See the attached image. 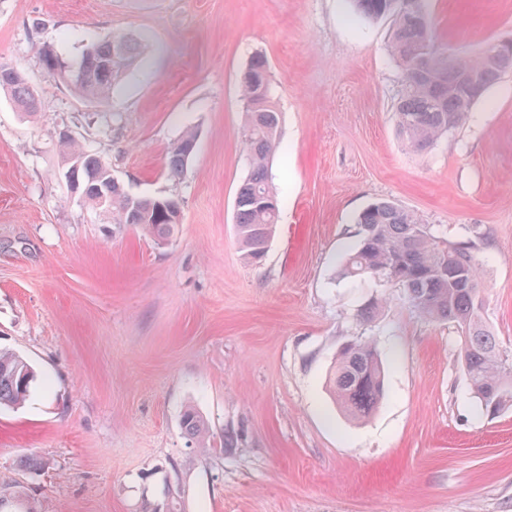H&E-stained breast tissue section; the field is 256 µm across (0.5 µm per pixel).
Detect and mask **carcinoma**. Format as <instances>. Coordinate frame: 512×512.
<instances>
[{
    "label": "carcinoma",
    "mask_w": 512,
    "mask_h": 512,
    "mask_svg": "<svg viewBox=\"0 0 512 512\" xmlns=\"http://www.w3.org/2000/svg\"><path fill=\"white\" fill-rule=\"evenodd\" d=\"M368 19L388 17L392 22L390 54L402 75L401 93L395 103L399 136L411 150L424 152L441 136L467 123L475 103L503 75L512 72V59L493 65L484 54L448 61L435 44L429 13L398 9L391 0H349ZM145 52L134 38L118 33L94 43L78 63L84 79L73 90L105 99ZM40 62L49 77L63 70L67 60L49 45L40 49ZM474 74L481 87L471 91L460 77ZM246 112L241 146L250 174L240 184L235 201L236 229L246 259L259 262L266 251L279 214L281 200L271 185L269 163L280 138V115L270 96V78L263 56H255L241 78ZM0 93L7 95L25 115L39 112V93L15 66L0 62ZM197 142V133L185 131L171 146L168 176L181 179ZM70 182L82 202L99 211L110 224H136L155 239H169L177 232L176 195H166L168 209L155 211V199H131L121 184H110L112 168L104 157L72 138L58 140ZM112 190V204L98 206L101 194ZM358 245L349 253L341 275L374 280L406 290L410 305L421 317L445 320L463 335L462 360L474 398L487 415L512 405V359L481 314L479 293L484 287V263L465 243L439 236L428 224L392 201H379L363 210L356 231ZM33 366L22 356L0 349V408L24 404L36 384ZM385 368L377 340L360 336L342 347L330 370L329 386L339 407L352 419L363 421L377 408L385 393ZM181 426L191 439L201 442L208 425L192 405L184 408Z\"/></svg>",
    "instance_id": "cac0c4a2"
}]
</instances>
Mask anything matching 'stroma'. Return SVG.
<instances>
[{
	"label": "stroma",
	"mask_w": 512,
	"mask_h": 512,
	"mask_svg": "<svg viewBox=\"0 0 512 512\" xmlns=\"http://www.w3.org/2000/svg\"><path fill=\"white\" fill-rule=\"evenodd\" d=\"M426 7L444 55L512 39V0ZM389 31L347 0H0V61L43 91L33 120L0 95V347L38 373L25 404L0 411V477L36 512H512V407L478 412L460 332L396 287L363 319L379 286L339 275L359 214L393 201L483 258V314L512 356V72L416 153L392 112ZM116 32L148 53L108 100L40 63L42 45L74 59ZM258 54L285 202L250 263L235 226L249 172L239 81ZM63 127L131 194L179 196L175 235L71 199ZM188 128L197 150L173 181L166 158ZM359 336L378 338L386 368L362 423L328 385ZM188 404L205 443L181 428ZM31 455L47 467L23 468Z\"/></svg>",
	"instance_id": "1"
}]
</instances>
